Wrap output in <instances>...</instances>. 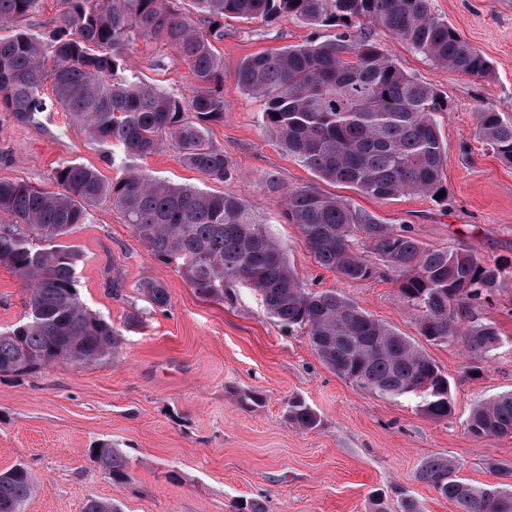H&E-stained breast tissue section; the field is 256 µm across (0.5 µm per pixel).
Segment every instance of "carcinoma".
Segmentation results:
<instances>
[{"mask_svg":"<svg viewBox=\"0 0 512 512\" xmlns=\"http://www.w3.org/2000/svg\"><path fill=\"white\" fill-rule=\"evenodd\" d=\"M189 1L195 14L183 11ZM40 0H0V29L33 14ZM53 29L35 36L21 28L0 36V109L33 122L61 110L107 149L121 177L64 161L53 169L56 189L0 179V265L30 289L26 318L0 331V375L21 377L46 365L99 364L120 349L122 334L81 301L75 277L80 254L65 243L90 210L118 213L150 257L171 266L198 296L233 300L234 288L260 296L267 315L307 332L337 375L385 399L414 398L434 419L453 406L447 378L424 349L334 290H313L288 263L283 246L252 209L231 192L159 180L138 161L170 146L182 165L224 184L234 170L214 144L210 127L224 122V18L266 19L286 13L310 26L347 30L334 41H306L251 55L237 67L238 85L266 100L262 123L280 149L316 178L346 184L377 200L434 195L442 184L448 147L440 135L437 93L406 73L374 40L381 29L436 66L485 76L489 60L431 0H62ZM136 36L169 44L189 69L193 95L185 100L125 73ZM51 83V94L42 92ZM279 117H274V114ZM478 131L493 153L512 164V121L478 113ZM265 187L298 226L317 263L352 283L383 271L398 278L400 296L417 314L423 339L455 340L489 358L499 332L466 316L504 284V265L482 263L450 247L423 245L402 226L378 223L347 198L313 185ZM146 303L167 306V289L143 285ZM284 416L303 430L318 415L299 398ZM477 439L512 436V391L473 407L466 421ZM93 462L112 481L129 477V460L110 442L95 446ZM417 480L454 503L457 512H512V485L475 486L455 463L433 456ZM28 470L0 472V512H21L34 493Z\"/></svg>","mask_w":512,"mask_h":512,"instance_id":"1","label":"carcinoma"}]
</instances>
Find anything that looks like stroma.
<instances>
[{
	"label": "stroma",
	"instance_id": "1",
	"mask_svg": "<svg viewBox=\"0 0 512 512\" xmlns=\"http://www.w3.org/2000/svg\"><path fill=\"white\" fill-rule=\"evenodd\" d=\"M431 8L491 61L488 76L433 66L383 30L374 38L446 104L438 114L448 147L442 198L379 201L316 180L263 127L265 102L238 85L237 64L311 39H338V26L312 27L288 16L271 23L225 19L218 50L226 110L211 132L235 170L226 190L286 246L308 286L335 290L415 340L419 326L395 276L385 272L357 284L319 266L263 182L274 176L291 187L313 184L344 194L379 223L410 226L423 244L462 249L481 262L512 260V164L493 154L477 128L484 110L512 120V0H432ZM125 65L171 94L193 93L187 67L165 42L135 39ZM104 153L65 113L27 122L0 111V178L48 187L57 163L72 160L116 178L120 169ZM142 165L177 184L211 187L169 148ZM70 243L81 255L76 278L83 303L110 321L124 343L119 356L104 363H58L22 378L0 376V471L22 464L35 482L23 512H84L91 499L110 500L121 512H235L252 499L266 512H374L376 492L387 512H396L404 494L424 512H456L416 478L434 455L455 461L460 477L474 485L512 484V437L476 439L466 427L477 402L512 391V282L472 311L499 330L490 360L468 357L453 340L426 344L451 387L453 413L438 420L415 399H383L338 376L306 333L270 319L253 292L239 289L230 304L200 298L173 268L153 260L111 209H92ZM112 278L119 286L109 287ZM147 281L165 286L167 307L146 308L139 288ZM27 302L22 280L0 265V330L22 321ZM137 308L142 319L129 325ZM251 393L259 403H241V395ZM294 396L318 413L316 429H299L285 418L284 403ZM103 441L128 457L125 483L112 482L92 462L90 448Z\"/></svg>",
	"mask_w": 512,
	"mask_h": 512
}]
</instances>
